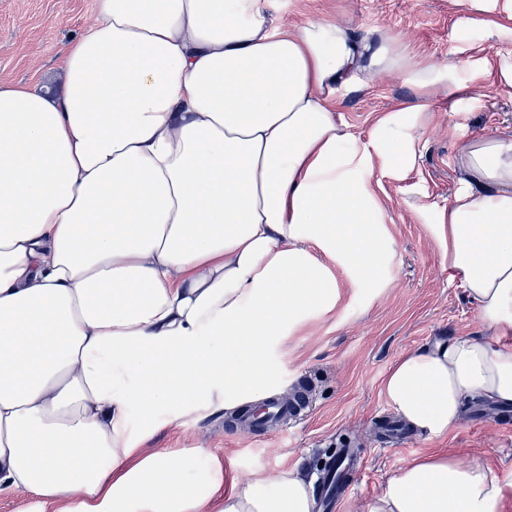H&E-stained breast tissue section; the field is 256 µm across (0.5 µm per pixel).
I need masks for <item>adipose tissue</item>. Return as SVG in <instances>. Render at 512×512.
<instances>
[{"label":"adipose tissue","mask_w":512,"mask_h":512,"mask_svg":"<svg viewBox=\"0 0 512 512\" xmlns=\"http://www.w3.org/2000/svg\"><path fill=\"white\" fill-rule=\"evenodd\" d=\"M267 0H96L58 90L0 81V495L24 512H316L294 465L225 480L222 457L151 448L145 415L235 413L271 392L270 341L333 311L341 281L380 288L395 242L373 176L400 179L459 63L394 35L272 24ZM393 73L415 100L368 137L338 92ZM463 188L437 213L448 275L486 338L400 355L383 381L415 431L471 401L512 407V141L464 143ZM478 458L422 456L366 512H501Z\"/></svg>","instance_id":"obj_1"}]
</instances>
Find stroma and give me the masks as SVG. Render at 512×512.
<instances>
[{
	"label": "stroma",
	"mask_w": 512,
	"mask_h": 512,
	"mask_svg": "<svg viewBox=\"0 0 512 512\" xmlns=\"http://www.w3.org/2000/svg\"><path fill=\"white\" fill-rule=\"evenodd\" d=\"M94 9L95 0H0V79L56 88L64 49L93 22ZM268 16L288 27L341 22L369 38L389 32L414 60L462 63L460 79L469 88L453 105L442 94L433 99L418 134L413 171L399 181L374 178L386 228L397 244L394 262L383 273L385 287L342 285L335 310L311 314L268 347L266 381L274 396L288 397L309 385L311 409L304 419L285 433L259 437L230 427L223 411L205 407L187 415L174 404L161 415L162 426L149 445L200 448L229 460L231 472L240 475L297 463L317 474L336 449H355L364 469L342 512H363L386 478L412 458L479 456L504 478L501 512H512V415L474 407L457 429L431 437L413 431L405 444L375 433L376 422L393 415L382 383L400 354L438 340L487 334L459 281L448 278L447 234L427 224L417 208L447 204L460 183L456 156L464 142L489 134L512 137V88H501L490 72L470 85L468 68L512 53V0H269ZM413 95L397 76L378 74L362 89L339 93L336 116L366 135L383 112Z\"/></svg>",
	"instance_id": "35a3bbf8"
}]
</instances>
